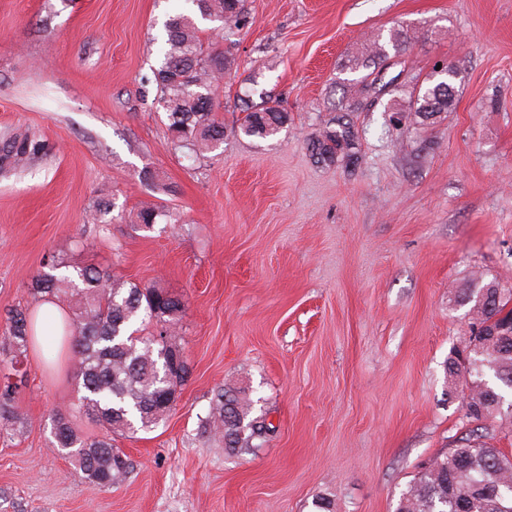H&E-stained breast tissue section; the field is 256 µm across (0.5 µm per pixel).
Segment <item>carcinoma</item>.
Wrapping results in <instances>:
<instances>
[{
	"mask_svg": "<svg viewBox=\"0 0 512 512\" xmlns=\"http://www.w3.org/2000/svg\"><path fill=\"white\" fill-rule=\"evenodd\" d=\"M190 11H180L165 24V48L160 65L152 70L157 104L165 112L173 142L195 153L224 142V123L213 110L225 70L224 56L204 44L199 21L222 31L241 22L244 0H185ZM454 101L451 80L433 73L425 79L411 105L413 119L427 120L447 112ZM247 112L240 132L247 137L276 135L288 114L269 105L241 101ZM357 132L349 122H337L310 140L308 149L318 164L331 165L356 148ZM49 145L27 131L0 137V170L25 166ZM160 208L149 206L136 213L134 223L151 228L165 219ZM54 262L33 282L34 294L45 303L68 302L73 317L38 319L27 308L6 312V331L0 342V367L14 365L37 340L68 346L85 394L81 405L105 429L101 438L86 440L69 417L57 413L51 433L55 447L67 451L84 477L103 488L122 483L133 463L112 441L117 435L150 430L165 420L174 407L178 388L185 381L187 363L178 336L182 302L158 289L140 287L107 271L77 268L60 272ZM468 300L472 323L512 332L511 297L495 281L472 288ZM152 325L156 332L135 336V322ZM41 336H36V332ZM464 365L471 377L467 398L481 406L485 419L504 417L512 424V411L502 414L505 393L512 392V347L489 339L469 338ZM18 386L0 391V425L13 426L14 393ZM459 444L422 468L402 494L396 512H512V458L484 441L480 419ZM269 427L264 416L254 415V400L241 388H221L212 399L201 433L218 436L230 454L249 453L259 447Z\"/></svg>",
	"mask_w": 512,
	"mask_h": 512,
	"instance_id": "1",
	"label": "carcinoma"
}]
</instances>
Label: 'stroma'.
Returning <instances> with one entry per match:
<instances>
[{"instance_id": "stroma-1", "label": "stroma", "mask_w": 512, "mask_h": 512, "mask_svg": "<svg viewBox=\"0 0 512 512\" xmlns=\"http://www.w3.org/2000/svg\"><path fill=\"white\" fill-rule=\"evenodd\" d=\"M183 6L0 0V134L50 146L0 174V331L8 309H37L32 280L56 259L180 297L189 367L164 422L116 438L134 470L107 489L50 444L60 410L82 437L104 433L78 410L75 368L28 351L23 423L0 428V512H316L320 496L395 512L470 428L469 376L448 371L470 336L460 290L512 289V0H245L214 42L230 64L224 141L197 155L174 147L148 81ZM443 62L459 69L452 110L402 117ZM263 96L287 124L240 134L242 98ZM337 114L358 153L316 164L307 143ZM146 205L169 220L139 228ZM230 385L269 426L242 455L199 430Z\"/></svg>"}]
</instances>
